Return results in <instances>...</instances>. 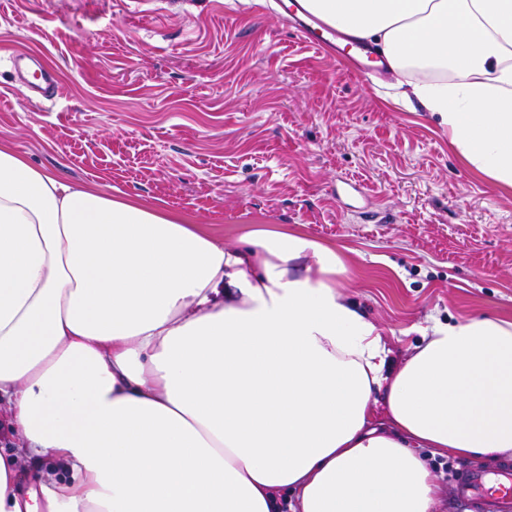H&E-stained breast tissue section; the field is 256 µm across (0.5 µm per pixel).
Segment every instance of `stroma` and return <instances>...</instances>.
Returning <instances> with one entry per match:
<instances>
[{
    "label": "stroma",
    "mask_w": 512,
    "mask_h": 512,
    "mask_svg": "<svg viewBox=\"0 0 512 512\" xmlns=\"http://www.w3.org/2000/svg\"><path fill=\"white\" fill-rule=\"evenodd\" d=\"M17 52L57 69L53 102L29 99ZM0 145L228 245L264 224L340 249L392 363L435 323L512 319V187L305 48L280 0H0Z\"/></svg>",
    "instance_id": "35a3bbf8"
}]
</instances>
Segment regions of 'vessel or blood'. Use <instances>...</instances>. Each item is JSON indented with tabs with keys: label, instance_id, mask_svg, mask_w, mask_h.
<instances>
[{
	"label": "vessel or blood",
	"instance_id": "obj_1",
	"mask_svg": "<svg viewBox=\"0 0 512 512\" xmlns=\"http://www.w3.org/2000/svg\"><path fill=\"white\" fill-rule=\"evenodd\" d=\"M287 10L295 19L297 38L306 47L346 62L357 75L376 73L375 57L362 42L354 39L348 45H339L335 26L313 15L300 0H290ZM59 88V74L48 64L40 65L35 82L29 85L32 95L48 99ZM453 490L462 512H512V465H502L493 473L477 470L462 474L455 480Z\"/></svg>",
	"mask_w": 512,
	"mask_h": 512
}]
</instances>
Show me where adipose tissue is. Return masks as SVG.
Segmentation results:
<instances>
[{
    "label": "adipose tissue",
    "mask_w": 512,
    "mask_h": 512,
    "mask_svg": "<svg viewBox=\"0 0 512 512\" xmlns=\"http://www.w3.org/2000/svg\"><path fill=\"white\" fill-rule=\"evenodd\" d=\"M306 6L512 186V0ZM240 241L0 148V397L25 439L0 448V512H434L420 449L512 459V321L436 324L392 369L336 248ZM31 459L52 466L24 492Z\"/></svg>",
    "instance_id": "obj_1"
}]
</instances>
